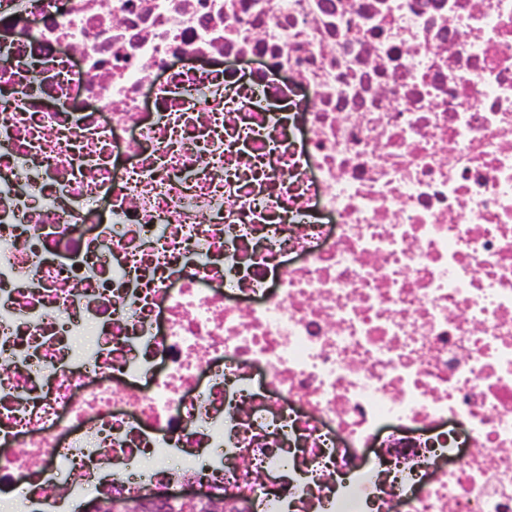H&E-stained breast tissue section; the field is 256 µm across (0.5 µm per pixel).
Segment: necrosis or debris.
I'll return each instance as SVG.
<instances>
[{
    "label": "necrosis or debris",
    "mask_w": 512,
    "mask_h": 512,
    "mask_svg": "<svg viewBox=\"0 0 512 512\" xmlns=\"http://www.w3.org/2000/svg\"><path fill=\"white\" fill-rule=\"evenodd\" d=\"M512 512V0H0V492Z\"/></svg>",
    "instance_id": "1"
}]
</instances>
